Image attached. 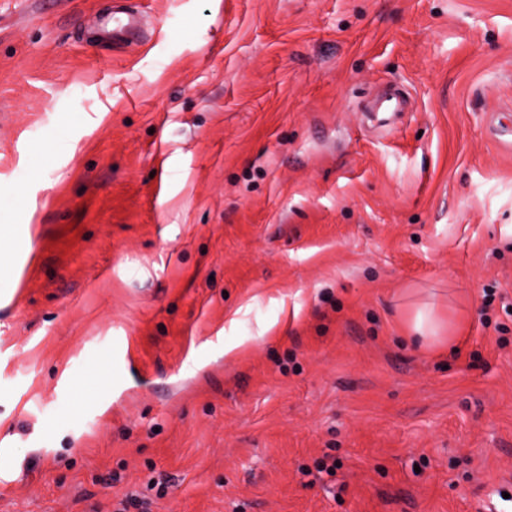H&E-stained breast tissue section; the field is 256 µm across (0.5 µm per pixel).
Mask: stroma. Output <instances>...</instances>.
Segmentation results:
<instances>
[{"mask_svg":"<svg viewBox=\"0 0 512 512\" xmlns=\"http://www.w3.org/2000/svg\"><path fill=\"white\" fill-rule=\"evenodd\" d=\"M496 122L512 0H0V512H512ZM124 17H112V25L108 22L103 23L104 31L112 36V42L132 43L139 36V21L137 16L130 12H123ZM413 329L421 335L422 338L430 343H441L448 336H441L444 326L436 319L432 309L423 308L417 311Z\"/></svg>","mask_w":512,"mask_h":512,"instance_id":"1","label":"stroma"}]
</instances>
